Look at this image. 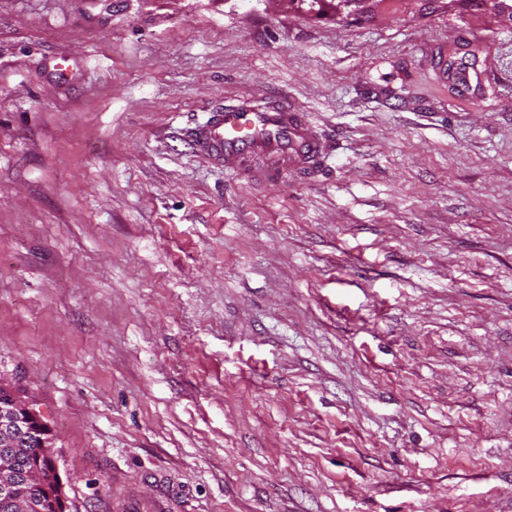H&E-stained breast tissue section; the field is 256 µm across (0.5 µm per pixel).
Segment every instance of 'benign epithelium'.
<instances>
[{"instance_id":"1","label":"benign epithelium","mask_w":512,"mask_h":512,"mask_svg":"<svg viewBox=\"0 0 512 512\" xmlns=\"http://www.w3.org/2000/svg\"><path fill=\"white\" fill-rule=\"evenodd\" d=\"M0 507L6 512H66L59 472L47 452L53 440L49 424L33 400L0 376ZM21 485L33 490L16 495Z\"/></svg>"}]
</instances>
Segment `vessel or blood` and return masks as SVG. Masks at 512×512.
<instances>
[{"label": "vessel or blood", "instance_id": "b4317fda", "mask_svg": "<svg viewBox=\"0 0 512 512\" xmlns=\"http://www.w3.org/2000/svg\"><path fill=\"white\" fill-rule=\"evenodd\" d=\"M197 152L212 163H234L244 168L265 159L260 176L311 170L323 157L326 145L305 118L284 100L256 109L249 104L216 111L190 131Z\"/></svg>", "mask_w": 512, "mask_h": 512}]
</instances>
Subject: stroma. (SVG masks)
Returning a JSON list of instances; mask_svg holds the SVG:
<instances>
[{"mask_svg":"<svg viewBox=\"0 0 512 512\" xmlns=\"http://www.w3.org/2000/svg\"><path fill=\"white\" fill-rule=\"evenodd\" d=\"M277 97L316 172L184 133ZM0 375L67 512H512V24L0 0Z\"/></svg>","mask_w":512,"mask_h":512,"instance_id":"35a3bbf8","label":"stroma"}]
</instances>
